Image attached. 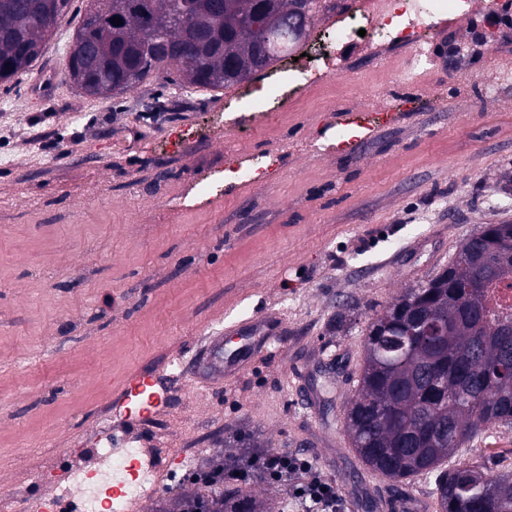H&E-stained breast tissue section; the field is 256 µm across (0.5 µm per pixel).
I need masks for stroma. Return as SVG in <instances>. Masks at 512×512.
Returning a JSON list of instances; mask_svg holds the SVG:
<instances>
[{
    "label": "stroma",
    "mask_w": 512,
    "mask_h": 512,
    "mask_svg": "<svg viewBox=\"0 0 512 512\" xmlns=\"http://www.w3.org/2000/svg\"><path fill=\"white\" fill-rule=\"evenodd\" d=\"M473 2L439 31L460 54L427 73L403 44L368 37L324 88L258 124L238 102L266 71L183 98L154 81L109 100L77 94L61 71L89 0H71L40 57L0 83V494L15 512L55 493L51 470L91 464L109 431L139 440L165 474L133 512H177L185 474L240 435L313 458L343 512L370 498L375 512L423 507L427 478L402 495L365 473L343 426L352 388L325 389L323 369L358 374L376 311L480 225L512 222V41L487 18L496 0ZM357 110L398 118L336 153V117ZM184 126L194 141L161 152ZM266 154L278 160L261 180L197 197L209 168ZM261 318L280 339L244 373H196L211 338ZM137 373L143 392L123 394ZM493 435L455 461L511 467L512 432ZM224 486L246 490L250 512L297 510L262 481Z\"/></svg>",
    "instance_id": "35a3bbf8"
}]
</instances>
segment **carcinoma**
Listing matches in <instances>:
<instances>
[{
	"label": "carcinoma",
	"mask_w": 512,
	"mask_h": 512,
	"mask_svg": "<svg viewBox=\"0 0 512 512\" xmlns=\"http://www.w3.org/2000/svg\"><path fill=\"white\" fill-rule=\"evenodd\" d=\"M70 0H0V81L27 69ZM67 45L75 91L114 98L152 77L184 95L224 89L305 38L327 0H91ZM119 17L116 26L111 18ZM512 224H484L448 266L406 288L365 327L344 427L359 460L394 487L434 478L435 512H512V469L448 467L462 445L512 428ZM418 314L431 336L414 334Z\"/></svg>",
	"instance_id": "carcinoma-1"
}]
</instances>
